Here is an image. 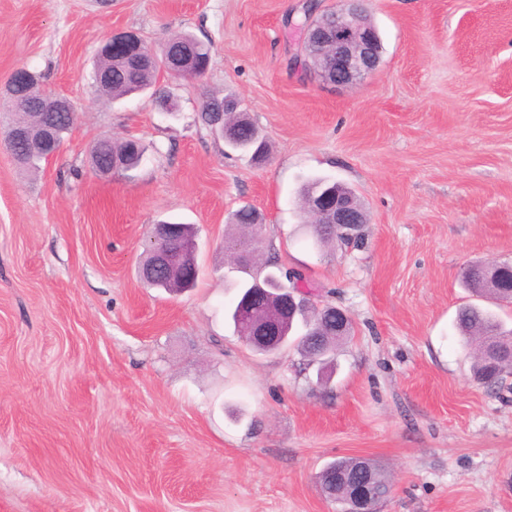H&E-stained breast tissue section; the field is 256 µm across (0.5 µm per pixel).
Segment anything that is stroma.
<instances>
[{"label":"stroma","mask_w":512,"mask_h":512,"mask_svg":"<svg viewBox=\"0 0 512 512\" xmlns=\"http://www.w3.org/2000/svg\"><path fill=\"white\" fill-rule=\"evenodd\" d=\"M335 4L0 0V93L26 67L77 113L38 172L0 143V512H337L317 476L341 457L391 476L379 512H512V376L477 384L454 327L462 268L512 263V0H366L381 61L341 88L296 59L298 23ZM115 30L193 33L212 66L169 80L170 115L102 101L94 52ZM227 92L266 164L198 122ZM104 137L140 140V167L97 175ZM317 176L363 204V247L314 245L297 200ZM244 205L262 260L352 320L330 379L225 317ZM161 220L198 229L191 290L139 278Z\"/></svg>","instance_id":"obj_1"}]
</instances>
